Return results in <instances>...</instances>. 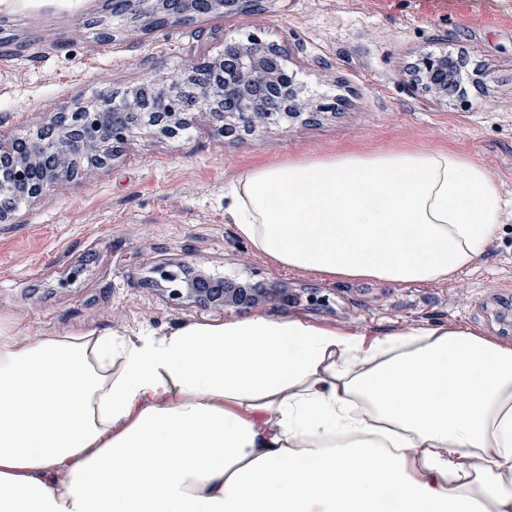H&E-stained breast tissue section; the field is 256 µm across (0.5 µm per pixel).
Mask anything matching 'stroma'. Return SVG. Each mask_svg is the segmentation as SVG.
I'll use <instances>...</instances> for the list:
<instances>
[{
    "label": "stroma",
    "instance_id": "obj_1",
    "mask_svg": "<svg viewBox=\"0 0 512 512\" xmlns=\"http://www.w3.org/2000/svg\"><path fill=\"white\" fill-rule=\"evenodd\" d=\"M111 0H0V136H27L100 95L177 75L224 39L254 33L326 104L239 140L198 119L176 138L135 133L104 163L18 205L0 223V319L21 332L167 329L255 315L299 318L374 337L464 327L512 344L494 316L512 307V0H263L149 33L115 24ZM465 56L482 76L436 101L406 71L423 52ZM448 148L481 164L506 203L495 238L444 282L335 280L256 253L224 218V191L259 161L347 148ZM197 263L235 283L275 289L255 305L166 303L152 266Z\"/></svg>",
    "mask_w": 512,
    "mask_h": 512
}]
</instances>
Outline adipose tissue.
Instances as JSON below:
<instances>
[{"mask_svg":"<svg viewBox=\"0 0 512 512\" xmlns=\"http://www.w3.org/2000/svg\"><path fill=\"white\" fill-rule=\"evenodd\" d=\"M228 223L291 270L444 281L497 182L448 148L261 163ZM512 512V345L298 318L24 334L0 320V512Z\"/></svg>","mask_w":512,"mask_h":512,"instance_id":"1","label":"adipose tissue"}]
</instances>
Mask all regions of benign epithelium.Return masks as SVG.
I'll list each match as a JSON object with an SVG mask.
<instances>
[{"label":"benign epithelium","instance_id":"7a95c632","mask_svg":"<svg viewBox=\"0 0 512 512\" xmlns=\"http://www.w3.org/2000/svg\"><path fill=\"white\" fill-rule=\"evenodd\" d=\"M259 0H208L210 11L233 7L248 14ZM122 15L141 23L147 12L165 21H180L195 12L196 0H120ZM468 60H453L448 53L427 52L411 66V84L437 101L448 100V85L457 83ZM102 98L93 112H60L50 129L55 131L53 164L44 168L45 148L38 140L21 150L12 141L0 140V222L13 212L19 189L37 197L72 179L73 162L95 157L107 148L125 144L132 130H148L173 138L197 117L208 119L224 137L253 135L271 126L306 114L313 117L328 109L308 95L283 64L281 49L251 34L244 39L224 38V52L199 57L176 76L159 83L137 85L124 93L121 111H109ZM149 286L167 301L184 300L216 311L228 306L250 305L273 296L267 288H238L235 284L188 266L181 272L158 262Z\"/></svg>","mask_w":512,"mask_h":512}]
</instances>
